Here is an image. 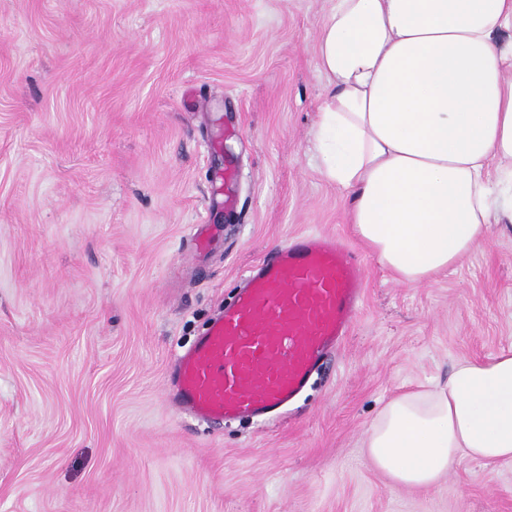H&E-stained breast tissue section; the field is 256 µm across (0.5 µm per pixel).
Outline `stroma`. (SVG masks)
<instances>
[{
	"label": "stroma",
	"mask_w": 512,
	"mask_h": 512,
	"mask_svg": "<svg viewBox=\"0 0 512 512\" xmlns=\"http://www.w3.org/2000/svg\"><path fill=\"white\" fill-rule=\"evenodd\" d=\"M330 7L0 0V512H512V462L408 489L362 447L395 395L512 351V223L428 286L363 255L349 335L279 417L170 393L250 265L359 245L311 154Z\"/></svg>",
	"instance_id": "stroma-1"
}]
</instances>
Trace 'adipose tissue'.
Segmentation results:
<instances>
[{
  "label": "adipose tissue",
  "instance_id": "adipose-tissue-1",
  "mask_svg": "<svg viewBox=\"0 0 512 512\" xmlns=\"http://www.w3.org/2000/svg\"><path fill=\"white\" fill-rule=\"evenodd\" d=\"M317 60V170L398 282L432 283L512 223V0H332ZM363 448L408 488L463 458L512 461V354L394 397Z\"/></svg>",
  "mask_w": 512,
  "mask_h": 512
}]
</instances>
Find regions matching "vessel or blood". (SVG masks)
<instances>
[{
  "instance_id": "obj_1",
  "label": "vessel or blood",
  "mask_w": 512,
  "mask_h": 512,
  "mask_svg": "<svg viewBox=\"0 0 512 512\" xmlns=\"http://www.w3.org/2000/svg\"><path fill=\"white\" fill-rule=\"evenodd\" d=\"M364 282V267L332 237L298 234L260 259L236 301L179 359L180 409L208 420L278 414L347 336Z\"/></svg>"
}]
</instances>
